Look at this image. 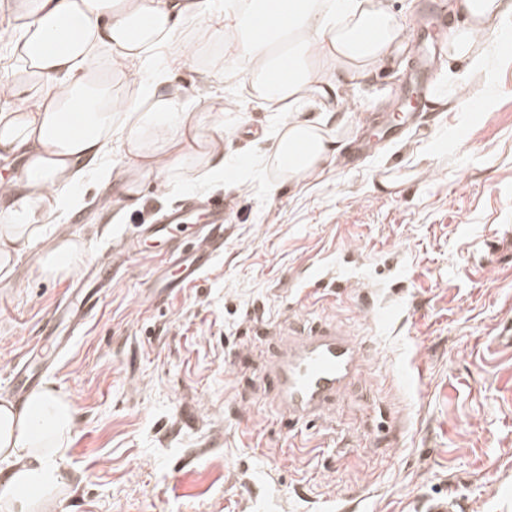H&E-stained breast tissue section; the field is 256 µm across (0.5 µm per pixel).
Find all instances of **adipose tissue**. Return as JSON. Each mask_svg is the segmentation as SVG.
I'll use <instances>...</instances> for the list:
<instances>
[{
  "instance_id": "obj_1",
  "label": "adipose tissue",
  "mask_w": 512,
  "mask_h": 512,
  "mask_svg": "<svg viewBox=\"0 0 512 512\" xmlns=\"http://www.w3.org/2000/svg\"><path fill=\"white\" fill-rule=\"evenodd\" d=\"M447 88L433 98L458 101L466 71L483 69L481 36L512 20V0H453ZM230 37L224 68L273 111L287 113L271 138L281 177L304 179L340 151L327 134L345 111L341 89L397 58L404 29L383 0H14L8 19L12 69L0 79V282L22 256L45 279H66L86 250L59 234L37 245L51 222L82 200L79 188L112 184L120 159L125 184L199 159L203 176L224 179V116L201 99L164 91L191 50L186 23ZM466 71H457V64ZM134 90L112 99V78ZM74 430V409L54 388L22 403L0 399V512H50L62 481L59 461Z\"/></svg>"
}]
</instances>
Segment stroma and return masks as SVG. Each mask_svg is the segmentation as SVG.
Returning <instances> with one entry per match:
<instances>
[{
  "label": "stroma",
  "mask_w": 512,
  "mask_h": 512,
  "mask_svg": "<svg viewBox=\"0 0 512 512\" xmlns=\"http://www.w3.org/2000/svg\"><path fill=\"white\" fill-rule=\"evenodd\" d=\"M405 27L400 58L361 85L335 131L333 162L300 182L268 166L264 130L285 120L223 67L224 41L198 43L175 84L224 114L222 183L189 164L160 190H86L65 217L112 286L46 383L75 428L56 512H512V23L481 41L485 70L460 105L426 112L401 137L350 157L409 84L431 0H384ZM263 168L267 178L248 176ZM229 205L224 249L201 278L154 288L162 255L185 246L143 235L163 211ZM30 257L0 284V398L72 279L38 277ZM326 295L304 300L313 274ZM355 336L361 366L323 417L281 416L266 370L294 328Z\"/></svg>",
  "instance_id": "1"
}]
</instances>
